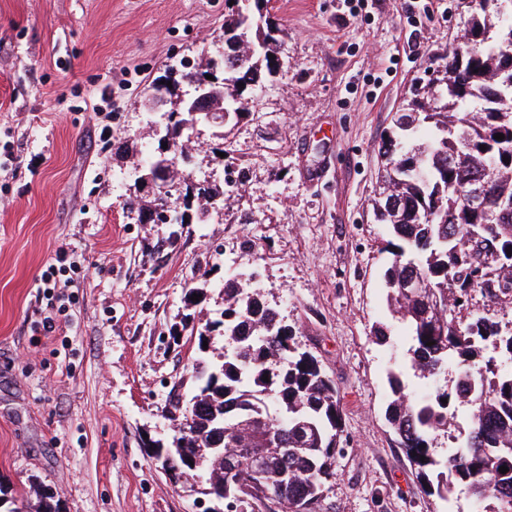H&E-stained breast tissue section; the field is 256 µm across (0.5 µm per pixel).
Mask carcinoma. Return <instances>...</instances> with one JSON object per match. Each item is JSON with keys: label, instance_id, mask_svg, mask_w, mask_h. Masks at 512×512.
<instances>
[{"label": "carcinoma", "instance_id": "carcinoma-1", "mask_svg": "<svg viewBox=\"0 0 512 512\" xmlns=\"http://www.w3.org/2000/svg\"><path fill=\"white\" fill-rule=\"evenodd\" d=\"M253 9H233L224 31L246 45L264 37L268 54L243 61L256 75L273 74L269 55L278 53L280 29L257 25L255 13L269 0H252ZM466 31L481 37L460 43L424 90H415L382 139L385 175L374 200L378 220L389 226L386 249L393 256L384 273L392 319L410 336L407 356L420 379L440 377L452 363L458 375L451 390L426 398L405 393L401 373H389L393 400L389 421L400 447L418 467L427 492L448 501L462 488L482 504L480 512H512V334L483 318L457 316L469 287L454 283L456 267L478 262L489 246L512 244V211L487 219L465 204L461 172H479L493 202L512 205V155L500 153V141L512 144V11L478 5ZM180 78L160 88L180 99ZM238 70L224 72L222 101L249 107ZM426 140L403 144L420 132ZM485 150H480V146ZM509 161H503V158ZM483 246L471 243L473 231ZM252 275L224 280V319L206 325L199 337H224L231 347L194 368L193 394L176 425L186 454L155 443L153 456H171L190 478L238 502L236 512H319L318 495L334 477L341 450V409L336 386L319 362L291 344L292 331L251 287ZM491 343L499 357L485 356ZM268 380H263V377ZM470 408L469 427L452 456L437 455L432 435L448 432L452 408ZM224 432V455L210 446ZM238 470L240 482L223 485L224 468ZM508 467L502 474L499 468ZM36 512H46L53 492L34 485Z\"/></svg>", "mask_w": 512, "mask_h": 512}]
</instances>
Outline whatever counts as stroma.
<instances>
[{
    "label": "stroma",
    "mask_w": 512,
    "mask_h": 512,
    "mask_svg": "<svg viewBox=\"0 0 512 512\" xmlns=\"http://www.w3.org/2000/svg\"><path fill=\"white\" fill-rule=\"evenodd\" d=\"M281 67L238 122L203 126L190 183L222 194L206 221L143 224L126 147L157 148L142 107L168 72L224 44L226 0H0V484L51 489L62 512H196L155 465L189 399L197 329L225 276L254 274L298 351L336 386L343 445L323 512H473L426 494L387 420L388 373L412 396L409 338L372 213L378 147L461 34L471 0H272ZM65 252L54 291L41 275ZM199 299H192L193 289ZM67 323L43 337L51 294ZM512 331V292L474 289L463 312ZM389 324L386 343L372 334Z\"/></svg>",
    "instance_id": "obj_1"
}]
</instances>
